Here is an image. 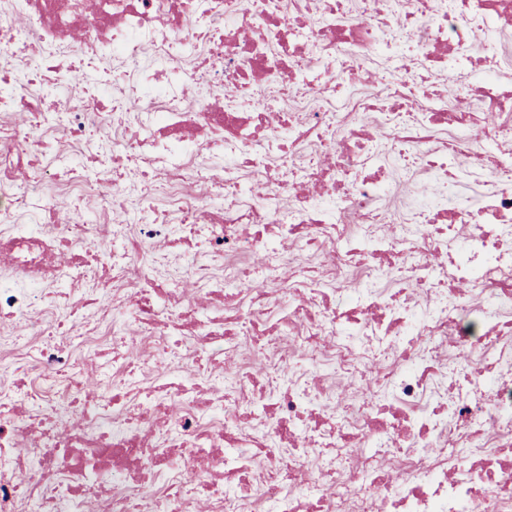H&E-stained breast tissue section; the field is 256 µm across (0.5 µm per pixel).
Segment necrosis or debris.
<instances>
[{"mask_svg": "<svg viewBox=\"0 0 512 512\" xmlns=\"http://www.w3.org/2000/svg\"><path fill=\"white\" fill-rule=\"evenodd\" d=\"M511 26L512 0H5L0 512H512ZM415 61L475 105L412 96ZM106 147L138 168L60 223ZM393 168L427 206L389 215ZM149 176L164 209L129 212Z\"/></svg>", "mask_w": 512, "mask_h": 512, "instance_id": "1", "label": "necrosis or debris"}]
</instances>
